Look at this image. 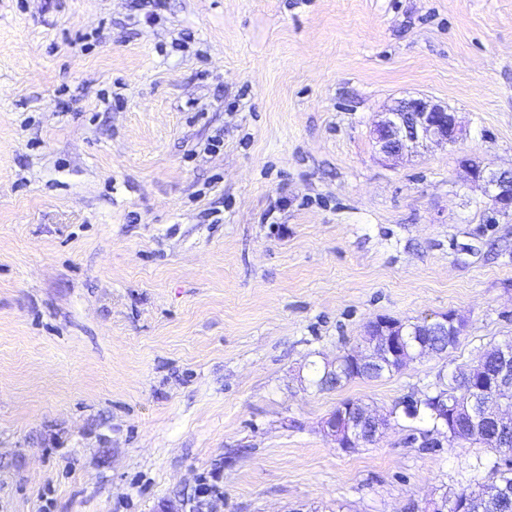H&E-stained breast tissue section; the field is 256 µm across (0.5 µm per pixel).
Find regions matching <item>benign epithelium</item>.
Instances as JSON below:
<instances>
[{"mask_svg": "<svg viewBox=\"0 0 512 512\" xmlns=\"http://www.w3.org/2000/svg\"><path fill=\"white\" fill-rule=\"evenodd\" d=\"M372 134L380 153L398 159L429 142L453 145L462 138L463 129L456 112L438 101L422 96L398 100L380 113ZM461 167L469 180L482 190L493 213L512 215V169L494 170L468 157L461 160ZM446 323V313L436 318H426L420 322L417 335L428 336L431 331L442 328ZM393 329V323L379 321L377 327L368 329L362 344L343 354L340 361L373 373L389 358L403 356L405 346L393 335ZM498 356L503 368L489 380L479 376L480 366H470L468 372L474 383L471 392L498 395L503 400H509L512 398V370L508 369V363L512 362V350L503 346ZM366 421L375 427L376 435L379 436L386 427L387 419L365 412L344 425L337 423L336 417L331 415L325 421L324 432L333 437L341 450L348 452L372 440L371 436L364 433L363 423Z\"/></svg>", "mask_w": 512, "mask_h": 512, "instance_id": "obj_1", "label": "benign epithelium"}]
</instances>
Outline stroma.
I'll list each match as a JSON object with an SVG mask.
<instances>
[{
	"label": "stroma",
	"instance_id": "1",
	"mask_svg": "<svg viewBox=\"0 0 512 512\" xmlns=\"http://www.w3.org/2000/svg\"><path fill=\"white\" fill-rule=\"evenodd\" d=\"M466 131L399 160L405 97ZM512 0H0V512H422L491 482L391 411L512 341ZM454 347L313 384L370 322ZM346 400L389 415L352 452ZM461 167L482 190L493 213L512 215V169L494 170L468 157L461 160ZM436 318H426L420 322L417 336H428L427 345L431 349L432 354H439L446 350L448 347L455 345L458 336H430V332L436 329H444L442 324H448V314H441L435 316ZM401 367V363L397 360L388 362L386 369L376 375V376H364L360 375L359 372H354L353 370H342L336 367V372L334 369H327V367H324L323 370L315 367L314 375L315 378L313 379V383L319 387L320 389H332L343 386L345 383L356 379V378H363V379H374V378H380L385 373H392L394 371H399ZM353 403L356 406L355 411L361 412L368 410L370 412H365L360 414V416H356L353 418L350 423L347 424H338L336 422V417L330 415L325 421V429L324 432L333 437L338 447L348 452L352 448L360 447L361 443L372 440V437L364 433L363 423L364 421L370 422L376 429V434L373 435L374 438H378L383 432L382 430L386 427L387 419L381 417L380 415H373V412L370 407L363 404L360 401L354 400H346L341 403L350 404Z\"/></svg>",
	"mask_w": 512,
	"mask_h": 512
}]
</instances>
